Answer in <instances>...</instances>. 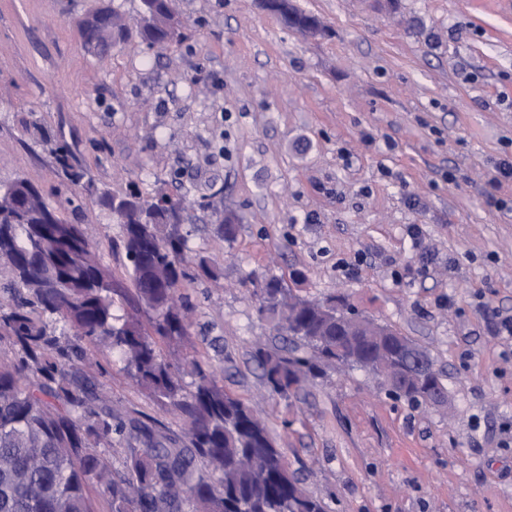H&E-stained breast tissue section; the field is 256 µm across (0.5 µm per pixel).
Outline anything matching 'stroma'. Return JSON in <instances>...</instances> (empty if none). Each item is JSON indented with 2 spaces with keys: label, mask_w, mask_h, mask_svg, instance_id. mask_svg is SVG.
Wrapping results in <instances>:
<instances>
[{
  "label": "stroma",
  "mask_w": 512,
  "mask_h": 512,
  "mask_svg": "<svg viewBox=\"0 0 512 512\" xmlns=\"http://www.w3.org/2000/svg\"><path fill=\"white\" fill-rule=\"evenodd\" d=\"M295 2L324 34L289 29L260 0H176L180 43L133 36L92 53L86 15L133 20L138 0H0V185L41 189L124 288L119 224L25 125L47 127L99 190L185 200L189 245L220 275L180 288L193 345L165 353L213 365L328 512H512V340L490 330L512 316V184L487 194L512 155V0ZM253 273L414 340L447 404L394 398L344 367L271 396L251 343L283 339L257 314ZM91 357L113 399L184 434L117 353Z\"/></svg>",
  "instance_id": "35a3bbf8"
}]
</instances>
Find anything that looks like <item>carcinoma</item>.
I'll return each mask as SVG.
<instances>
[{
  "mask_svg": "<svg viewBox=\"0 0 512 512\" xmlns=\"http://www.w3.org/2000/svg\"><path fill=\"white\" fill-rule=\"evenodd\" d=\"M286 26L304 34L320 21L290 0H265ZM80 28L88 43L131 34L126 17L99 8ZM136 35L150 46L182 37L173 0H141ZM64 177L78 185L85 172L51 133L34 128ZM97 205L121 225L133 291L114 288L81 224L43 222L41 191L0 194V512H94L89 487L98 485L112 512H325L288 471L267 427L240 398L226 392L213 369L194 356L170 362L160 343L189 340L192 323L177 291L196 275L216 277L208 259L191 255L181 230L185 202L131 187L100 192ZM257 314L289 337V345L256 341L251 357L267 389L288 397L336 364V322L313 310L318 302L291 293L275 277H256ZM133 301L149 313L116 314ZM120 355L126 373L187 422L183 435L112 403L89 371L87 346ZM395 347L364 342L343 363L374 375ZM193 378L186 387L184 377ZM116 448L121 469L98 452Z\"/></svg>",
  "mask_w": 512,
  "mask_h": 512,
  "instance_id": "cac0c4a2",
  "label": "carcinoma"
}]
</instances>
